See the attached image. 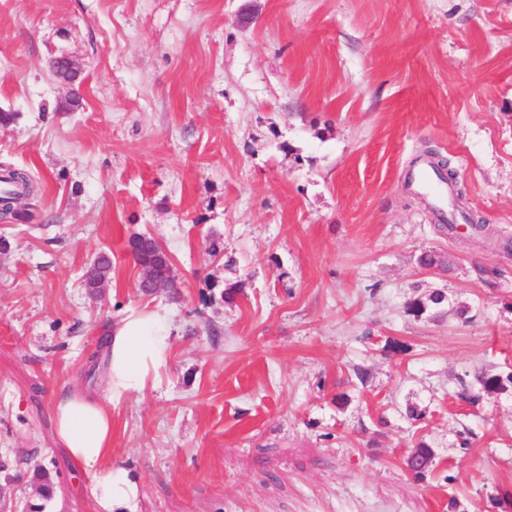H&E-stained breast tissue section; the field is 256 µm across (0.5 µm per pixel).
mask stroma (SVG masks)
I'll return each mask as SVG.
<instances>
[{"label": "stroma", "mask_w": 512, "mask_h": 512, "mask_svg": "<svg viewBox=\"0 0 512 512\" xmlns=\"http://www.w3.org/2000/svg\"><path fill=\"white\" fill-rule=\"evenodd\" d=\"M0 110V168L36 178L28 218L0 217V512H99L50 408L102 387L89 354L142 310L171 350L113 410L137 512H494L512 492V383L461 397L512 373V0H0ZM430 152L464 193L444 222L406 185ZM136 233L177 293L138 292ZM435 291L442 314L413 309Z\"/></svg>", "instance_id": "stroma-1"}]
</instances>
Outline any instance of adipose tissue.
Masks as SVG:
<instances>
[{"mask_svg": "<svg viewBox=\"0 0 512 512\" xmlns=\"http://www.w3.org/2000/svg\"><path fill=\"white\" fill-rule=\"evenodd\" d=\"M107 378L103 390L76 389L54 400L59 442L87 474L89 492L101 512H134L138 485L113 466L112 410L123 398L156 386L169 357L165 316L153 311L127 314L105 332Z\"/></svg>", "mask_w": 512, "mask_h": 512, "instance_id": "1", "label": "adipose tissue"}]
</instances>
